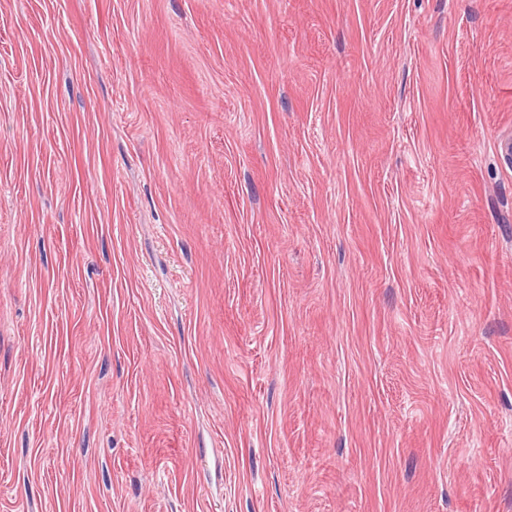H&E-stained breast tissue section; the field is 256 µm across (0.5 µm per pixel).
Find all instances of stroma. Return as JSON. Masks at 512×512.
I'll list each match as a JSON object with an SVG mask.
<instances>
[{"label": "stroma", "instance_id": "35a3bbf8", "mask_svg": "<svg viewBox=\"0 0 512 512\" xmlns=\"http://www.w3.org/2000/svg\"><path fill=\"white\" fill-rule=\"evenodd\" d=\"M512 0H0V512H512Z\"/></svg>", "mask_w": 512, "mask_h": 512}]
</instances>
